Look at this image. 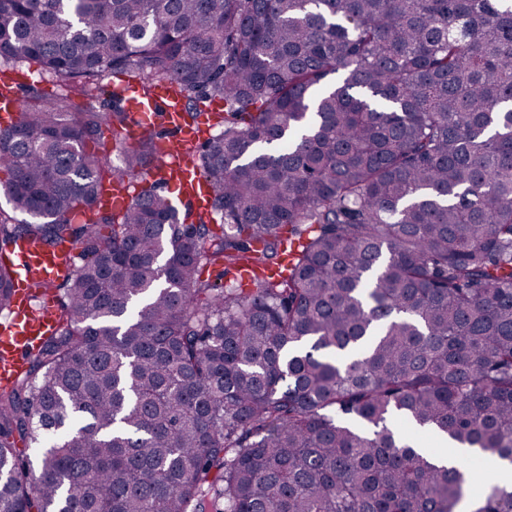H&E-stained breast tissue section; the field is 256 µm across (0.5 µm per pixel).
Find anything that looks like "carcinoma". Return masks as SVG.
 <instances>
[{
    "label": "carcinoma",
    "instance_id": "1",
    "mask_svg": "<svg viewBox=\"0 0 512 512\" xmlns=\"http://www.w3.org/2000/svg\"><path fill=\"white\" fill-rule=\"evenodd\" d=\"M0 60L85 99L0 128V313L20 239L89 257L0 386V512H457L422 443L512 465V0H0ZM130 72L224 99L192 224L97 206L152 158L86 150Z\"/></svg>",
    "mask_w": 512,
    "mask_h": 512
}]
</instances>
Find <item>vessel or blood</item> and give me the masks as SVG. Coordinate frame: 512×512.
<instances>
[{
    "instance_id": "vessel-or-blood-1",
    "label": "vessel or blood",
    "mask_w": 512,
    "mask_h": 512,
    "mask_svg": "<svg viewBox=\"0 0 512 512\" xmlns=\"http://www.w3.org/2000/svg\"><path fill=\"white\" fill-rule=\"evenodd\" d=\"M19 77L0 80V127L14 125L25 107L18 93ZM128 94L135 114L122 132L131 144L139 142L145 129L161 122L171 135L157 144L158 160L151 171V179L168 184L193 203L196 209L208 206L209 188L199 175L195 164L186 156L184 146L188 139H203L208 132L207 116L188 120L184 100L176 83L161 84L148 98L138 97L134 85L123 88ZM133 199L128 185L117 184L104 193L98 203L108 208H125ZM76 246L50 248L36 239L19 240L13 263L18 269L13 313L0 323V384H6L26 366V354L44 336L49 335L56 322V303L44 300L41 308H33V284H54L62 270L73 268Z\"/></svg>"
}]
</instances>
